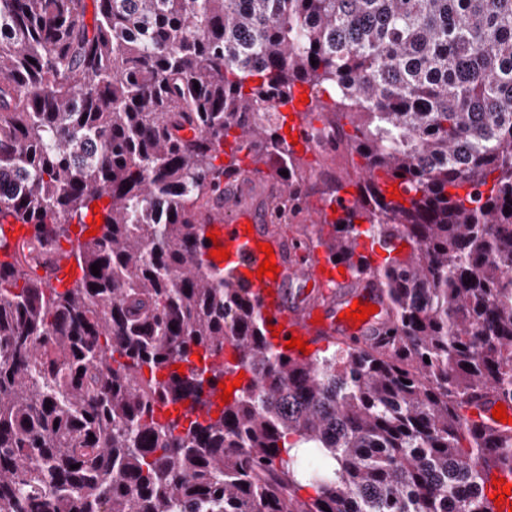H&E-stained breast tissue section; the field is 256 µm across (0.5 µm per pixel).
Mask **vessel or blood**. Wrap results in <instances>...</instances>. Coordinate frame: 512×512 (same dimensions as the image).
I'll return each instance as SVG.
<instances>
[{
    "label": "vessel or blood",
    "mask_w": 512,
    "mask_h": 512,
    "mask_svg": "<svg viewBox=\"0 0 512 512\" xmlns=\"http://www.w3.org/2000/svg\"><path fill=\"white\" fill-rule=\"evenodd\" d=\"M318 109L314 100L306 104H290V130L297 135L299 146L308 145L311 115ZM252 187L245 174L225 177L223 201L212 202L200 221L211 225L218 234L220 246L228 248L230 256L224 262L225 267L233 269L236 276L262 299L268 324L280 329L277 344L287 343L295 335L306 339L311 346L335 338L355 346L368 344L390 322L375 280L354 281L346 274L330 276L321 272L320 261L310 257L307 244L297 239L275 247L276 277H257L256 272L264 259L257 245L264 240L262 225L270 214L265 203L269 196L281 194L282 188L277 185L257 195ZM288 281L302 284L299 296L285 298L282 286ZM357 301L376 305L377 311L355 325L343 320L342 315ZM317 315L322 318L318 324L313 321Z\"/></svg>",
    "instance_id": "vessel-or-blood-1"
}]
</instances>
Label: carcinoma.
<instances>
[{"label": "carcinoma", "instance_id": "1", "mask_svg": "<svg viewBox=\"0 0 512 512\" xmlns=\"http://www.w3.org/2000/svg\"><path fill=\"white\" fill-rule=\"evenodd\" d=\"M299 85L361 159L321 245L393 321L309 356L197 221L244 158L299 210ZM2 256L0 512H493L512 437L466 411L512 402V0H0Z\"/></svg>", "mask_w": 512, "mask_h": 512}]
</instances>
